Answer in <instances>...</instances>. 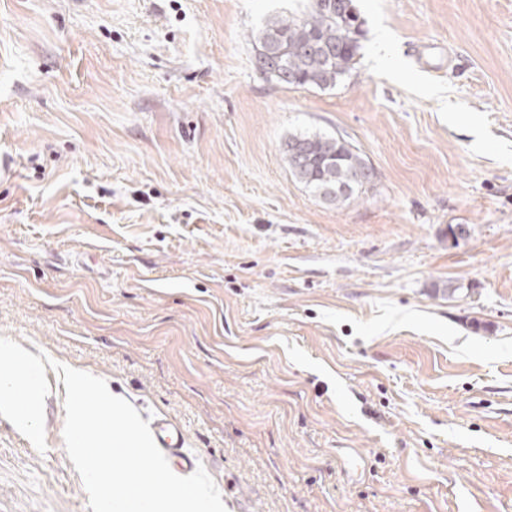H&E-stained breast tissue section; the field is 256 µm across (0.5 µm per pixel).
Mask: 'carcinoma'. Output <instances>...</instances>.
<instances>
[{"label": "carcinoma", "mask_w": 512, "mask_h": 512, "mask_svg": "<svg viewBox=\"0 0 512 512\" xmlns=\"http://www.w3.org/2000/svg\"><path fill=\"white\" fill-rule=\"evenodd\" d=\"M351 7L353 0H309L306 10L267 22L257 36L256 47L266 53L255 60L256 70L286 86H336L360 50L362 30ZM282 149L298 156L294 175L325 201L338 202L365 185L367 163L340 137L294 134Z\"/></svg>", "instance_id": "obj_1"}]
</instances>
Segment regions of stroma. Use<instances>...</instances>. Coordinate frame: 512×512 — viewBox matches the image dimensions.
Returning <instances> with one entry per match:
<instances>
[{
    "label": "stroma",
    "instance_id": "obj_1",
    "mask_svg": "<svg viewBox=\"0 0 512 512\" xmlns=\"http://www.w3.org/2000/svg\"><path fill=\"white\" fill-rule=\"evenodd\" d=\"M357 64L285 87L308 0H0V337L167 419L227 512H512V0H353ZM341 135V203L282 151ZM0 512H92L47 370Z\"/></svg>",
    "mask_w": 512,
    "mask_h": 512
}]
</instances>
